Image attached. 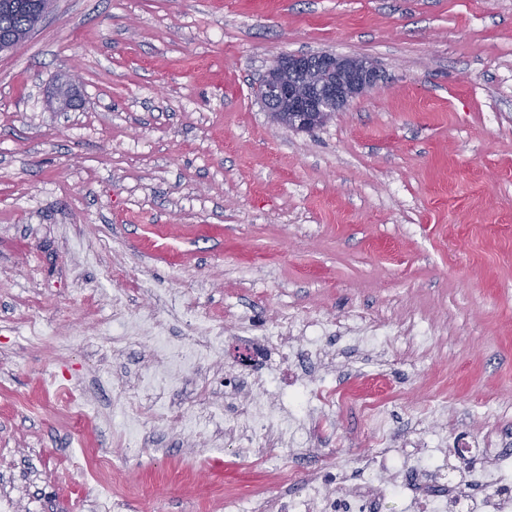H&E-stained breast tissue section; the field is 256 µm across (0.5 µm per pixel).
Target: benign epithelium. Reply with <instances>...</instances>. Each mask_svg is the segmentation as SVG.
I'll list each match as a JSON object with an SVG mask.
<instances>
[{
	"label": "benign epithelium",
	"mask_w": 512,
	"mask_h": 512,
	"mask_svg": "<svg viewBox=\"0 0 512 512\" xmlns=\"http://www.w3.org/2000/svg\"><path fill=\"white\" fill-rule=\"evenodd\" d=\"M378 80L368 59L329 51L288 54L256 83L255 92L277 123L310 131L351 99L370 93Z\"/></svg>",
	"instance_id": "benign-epithelium-1"
}]
</instances>
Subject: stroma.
<instances>
[{
    "label": "stroma",
    "instance_id": "35a3bbf8",
    "mask_svg": "<svg viewBox=\"0 0 512 512\" xmlns=\"http://www.w3.org/2000/svg\"><path fill=\"white\" fill-rule=\"evenodd\" d=\"M321 51L374 60L377 89L310 132L273 123L254 84ZM74 75L61 107L54 87ZM510 218L512 0H56L0 53V479L17 512H97L101 458L127 512L268 482L173 429L125 459L112 377L148 369L157 339L99 360L117 294L143 313L177 293L222 321L220 376L239 370L240 320L364 310L395 332L390 363L338 385L384 390L398 421L446 395L433 429L512 448ZM34 313L51 330L37 343L20 335ZM490 397L505 412L482 414ZM338 426L332 449L356 460L368 421L353 407Z\"/></svg>",
    "mask_w": 512,
    "mask_h": 512
}]
</instances>
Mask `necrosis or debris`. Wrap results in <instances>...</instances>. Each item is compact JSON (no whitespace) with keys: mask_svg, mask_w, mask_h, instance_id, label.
Masks as SVG:
<instances>
[{"mask_svg":"<svg viewBox=\"0 0 512 512\" xmlns=\"http://www.w3.org/2000/svg\"><path fill=\"white\" fill-rule=\"evenodd\" d=\"M186 312L189 333L182 346L153 354L174 382L189 371L206 372L221 356L223 325L194 307ZM329 325L317 311L303 318L281 312L263 335L242 337L244 368L236 389L206 392L187 413L166 406L163 389L148 373L132 387L113 382V393L127 399L132 414L151 415L159 425L202 426L204 445L235 441L239 459L265 471L280 470L282 459L295 450L312 454V439L332 429L340 406H359L371 421L368 450L352 469L321 454L320 466L305 477L289 478L274 492L238 495L225 501V512H386L393 498L402 512H512V450L497 439L458 434L448 444L432 439L426 424L444 411L435 402L410 414L409 442L396 448L388 429L391 411L377 394L363 396L299 373V366L327 358L321 339ZM272 373L290 388V403L241 397L244 388L265 390Z\"/></svg>","mask_w":512,"mask_h":512,"instance_id":"1","label":"necrosis or debris"}]
</instances>
